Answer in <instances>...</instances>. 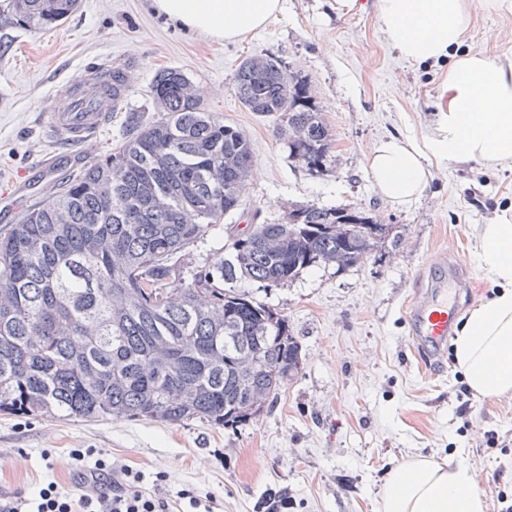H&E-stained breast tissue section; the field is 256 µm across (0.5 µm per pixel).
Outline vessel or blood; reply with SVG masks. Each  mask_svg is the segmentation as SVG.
Wrapping results in <instances>:
<instances>
[{"label":"vessel or blood","instance_id":"1","mask_svg":"<svg viewBox=\"0 0 512 512\" xmlns=\"http://www.w3.org/2000/svg\"><path fill=\"white\" fill-rule=\"evenodd\" d=\"M122 58L104 57L76 78L58 83L39 120L49 137L61 148L91 147L110 115L104 108L101 87L110 83L112 71L125 66ZM464 279L458 267H450L435 283L436 294L409 305L410 349L442 353L448 344L458 309Z\"/></svg>","mask_w":512,"mask_h":512}]
</instances>
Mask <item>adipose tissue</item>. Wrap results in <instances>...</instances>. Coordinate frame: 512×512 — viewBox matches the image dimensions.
<instances>
[{"mask_svg": "<svg viewBox=\"0 0 512 512\" xmlns=\"http://www.w3.org/2000/svg\"><path fill=\"white\" fill-rule=\"evenodd\" d=\"M158 15L178 27L234 40L265 26L281 0H152ZM476 0H378L387 43L405 60L431 63L466 40ZM448 100L432 134L381 141L368 171L378 192L398 206L425 189L428 159L512 166V65L485 55L455 59ZM476 258L497 294L470 313L453 340L454 357L474 394L512 392V221L480 225ZM469 470L455 460L416 458L390 471L375 512H485Z\"/></svg>", "mask_w": 512, "mask_h": 512, "instance_id": "obj_1", "label": "adipose tissue"}]
</instances>
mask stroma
<instances>
[{
    "label": "stroma",
    "mask_w": 512,
    "mask_h": 512,
    "mask_svg": "<svg viewBox=\"0 0 512 512\" xmlns=\"http://www.w3.org/2000/svg\"><path fill=\"white\" fill-rule=\"evenodd\" d=\"M0 45V185L24 176L39 184L41 165L56 157L57 176L71 171L37 124L53 86L110 55L136 65L121 110L99 135L92 157L123 141L127 119L155 118L150 84L159 69H181L203 87L210 111L249 137L253 175L246 204L199 240L184 277L227 256L247 224L281 222L290 206L316 204L375 213L391 231L364 262L322 265L280 286L236 282L286 315L302 364L256 422L227 429L110 418L0 415V497L30 498L47 485L76 493L81 473L104 459L138 472L143 492H157L186 512L181 490L211 500L215 512H266L270 492L287 490L288 512H374L388 472L415 457L455 459L473 473L486 512L512 504V394L475 396L453 351L421 366L406 347L405 307L437 263L459 265L468 286L459 319L495 294L476 262L479 225L512 220V167L431 162L428 185L399 207L377 192L368 158L382 140L423 138L447 99L451 59L402 60L386 43L375 0L337 13L336 0H283L264 27L215 40L156 15L150 0H80L63 24L40 33L14 28ZM465 53L512 60V0H489L472 14ZM254 53L282 59L307 75L335 135L327 172L310 174L289 158L271 118L246 111L234 73ZM497 437L488 445V437ZM85 451L73 460L74 450Z\"/></svg>",
    "instance_id": "35a3bbf8"
}]
</instances>
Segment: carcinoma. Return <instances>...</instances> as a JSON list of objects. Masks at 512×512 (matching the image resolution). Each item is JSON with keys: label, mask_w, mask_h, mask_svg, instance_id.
I'll return each mask as SVG.
<instances>
[{"label": "carcinoma", "mask_w": 512, "mask_h": 512, "mask_svg": "<svg viewBox=\"0 0 512 512\" xmlns=\"http://www.w3.org/2000/svg\"><path fill=\"white\" fill-rule=\"evenodd\" d=\"M77 4L7 0L0 26L50 30ZM127 83L112 72V110ZM234 90L246 110L275 118L289 157L312 174L329 169L335 138L307 76L254 54ZM152 95L159 118L131 114L118 148L0 229V414L254 422L298 373L301 350L287 316L233 283L266 288L322 264L357 265L389 235L359 209L367 223L341 238L330 227L345 208L297 205L282 224L234 235L229 258L186 280L190 248L242 206L252 145L181 70H159Z\"/></svg>", "instance_id": "obj_1"}]
</instances>
